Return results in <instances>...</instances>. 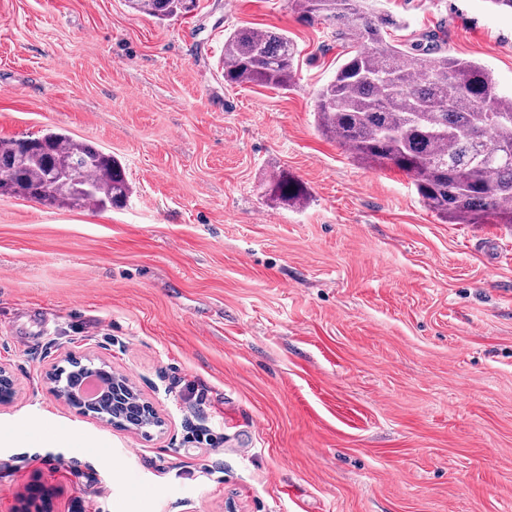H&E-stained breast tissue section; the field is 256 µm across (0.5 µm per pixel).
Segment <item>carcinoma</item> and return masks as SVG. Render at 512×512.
I'll return each mask as SVG.
<instances>
[{
	"mask_svg": "<svg viewBox=\"0 0 512 512\" xmlns=\"http://www.w3.org/2000/svg\"><path fill=\"white\" fill-rule=\"evenodd\" d=\"M378 0H291L305 21L335 27L344 61L317 92L319 129L369 167L396 169L412 180L430 211L449 224H482L490 217L512 224V97L492 72L450 57L437 33L402 48L388 40L400 23ZM138 13L165 20L188 13L196 0H128ZM411 63H405V58ZM296 50L284 31L241 27L224 36V81L286 90L294 84ZM0 195L49 206L121 207L131 188L121 163L100 147L49 131L38 137L0 139ZM78 172L89 192L73 196L58 182ZM271 195L303 204V186L281 172Z\"/></svg>",
	"mask_w": 512,
	"mask_h": 512,
	"instance_id": "obj_1",
	"label": "carcinoma"
}]
</instances>
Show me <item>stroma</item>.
I'll use <instances>...</instances> for the list:
<instances>
[{"label":"stroma","instance_id":"obj_1","mask_svg":"<svg viewBox=\"0 0 512 512\" xmlns=\"http://www.w3.org/2000/svg\"><path fill=\"white\" fill-rule=\"evenodd\" d=\"M512 92V14L383 0ZM287 31L290 90L230 86L224 36ZM334 29L288 0H0V138L66 131L133 193L101 211L0 196V512H512V224H445L410 178L319 132ZM286 172L303 208L273 201ZM50 314L38 329L28 309ZM104 363L161 425L52 391ZM127 2L134 11L159 20L186 14L196 6V0H128Z\"/></svg>","mask_w":512,"mask_h":512}]
</instances>
